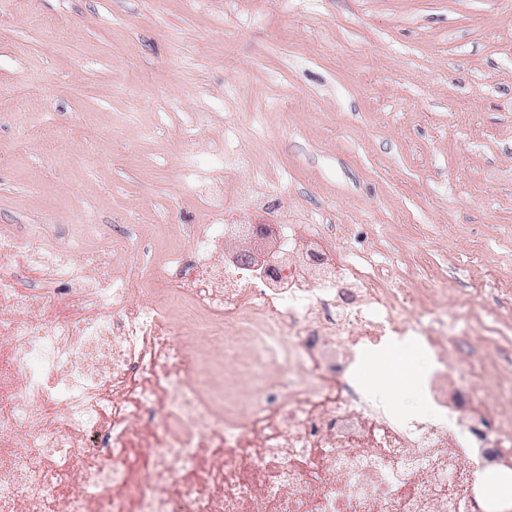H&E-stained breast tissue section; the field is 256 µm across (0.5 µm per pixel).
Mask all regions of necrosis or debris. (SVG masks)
Segmentation results:
<instances>
[{"label": "necrosis or debris", "mask_w": 512, "mask_h": 512, "mask_svg": "<svg viewBox=\"0 0 512 512\" xmlns=\"http://www.w3.org/2000/svg\"><path fill=\"white\" fill-rule=\"evenodd\" d=\"M207 224H134L98 250L0 235V512H495L477 477L512 453V378L455 372L454 309L318 226L276 227L270 266L224 180L196 182ZM415 347L417 403L366 370ZM478 377L492 400L464 382Z\"/></svg>", "instance_id": "4bbe7bcc"}]
</instances>
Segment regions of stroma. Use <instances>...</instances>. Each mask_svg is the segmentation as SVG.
<instances>
[{
	"label": "stroma",
	"instance_id": "stroma-1",
	"mask_svg": "<svg viewBox=\"0 0 512 512\" xmlns=\"http://www.w3.org/2000/svg\"><path fill=\"white\" fill-rule=\"evenodd\" d=\"M61 127L53 153L36 125ZM225 141L240 224H323L418 288L512 271V0H0V234L203 224Z\"/></svg>",
	"mask_w": 512,
	"mask_h": 512
}]
</instances>
